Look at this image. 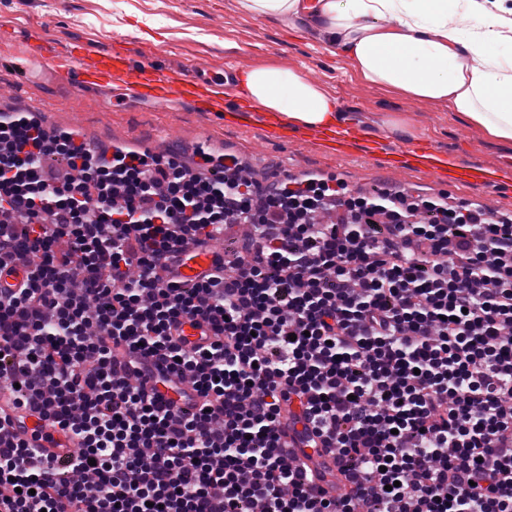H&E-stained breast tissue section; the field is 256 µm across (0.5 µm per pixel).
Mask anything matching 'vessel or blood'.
I'll return each mask as SVG.
<instances>
[{
  "instance_id": "1",
  "label": "vessel or blood",
  "mask_w": 512,
  "mask_h": 512,
  "mask_svg": "<svg viewBox=\"0 0 512 512\" xmlns=\"http://www.w3.org/2000/svg\"><path fill=\"white\" fill-rule=\"evenodd\" d=\"M32 59H49L53 63L69 62L79 67L81 86L104 92L120 90L129 97L146 102L164 103L171 97H179L200 112H220L225 105V81L232 78V69H225L223 77H208L203 67L191 66L161 70L149 65L136 66L130 63L124 48L115 46L106 51H89L82 41L71 42L60 48L43 39L35 38L29 48ZM235 112L238 117L259 122L268 136L279 138L283 132L270 117L257 113L249 104L243 92L235 94ZM302 139L311 141L339 155H364L381 159L386 171L393 172L411 165L423 171H434L435 166L427 159L428 148L413 149L409 160H402L399 153L388 149L382 143L366 138L354 126L344 128H311L301 134ZM447 177L450 182L461 185L494 187L499 181V171L485 166L456 165L450 167ZM221 247L210 244L206 249L190 251L180 265L178 272L186 281H194L210 267L215 253ZM8 415L7 430L17 438L27 440L48 455L77 453L76 441L50 427L47 420L28 407L7 406L0 396V410ZM310 464L324 472L331 494L344 491L345 485L336 477V465L332 456L318 454L308 449Z\"/></svg>"
}]
</instances>
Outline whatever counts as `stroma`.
Segmentation results:
<instances>
[{"label":"stroma","instance_id":"35a3bbf8","mask_svg":"<svg viewBox=\"0 0 512 512\" xmlns=\"http://www.w3.org/2000/svg\"><path fill=\"white\" fill-rule=\"evenodd\" d=\"M135 13L157 24L161 38L125 32ZM35 29L45 39L60 44L79 40L92 51L124 45L136 65L201 64L212 75L222 74L228 63L243 73L257 67L298 70L336 99L340 111L369 121L379 114L404 120L412 137L390 138L389 147L408 149L424 142L459 162L512 172V145L487 139L447 104L418 101L362 81L314 22L292 31L245 13L239 0H0V88L14 92L7 107L34 109L51 131L150 149L165 148L175 138L189 148L234 155L261 181L334 175L354 189L387 187L409 196L443 197L452 205L488 202L496 216L512 214V181L490 197L484 188L440 181L409 167L390 176L379 160L336 155L294 137L271 141L260 126L238 125L227 113L200 112L176 99L162 105L121 98L99 102L90 90L47 79L43 65L27 58V41Z\"/></svg>","mask_w":512,"mask_h":512}]
</instances>
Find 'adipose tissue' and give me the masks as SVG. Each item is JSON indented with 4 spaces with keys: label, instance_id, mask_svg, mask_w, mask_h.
Listing matches in <instances>:
<instances>
[{
    "label": "adipose tissue",
    "instance_id": "1",
    "mask_svg": "<svg viewBox=\"0 0 512 512\" xmlns=\"http://www.w3.org/2000/svg\"><path fill=\"white\" fill-rule=\"evenodd\" d=\"M249 14L291 25L314 14L361 79L442 101L512 144V9L487 0H240ZM251 101L293 129L339 123L335 99L302 72L256 68Z\"/></svg>",
    "mask_w": 512,
    "mask_h": 512
}]
</instances>
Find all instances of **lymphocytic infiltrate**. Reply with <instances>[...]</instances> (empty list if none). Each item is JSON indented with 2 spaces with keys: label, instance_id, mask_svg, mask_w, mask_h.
Returning <instances> with one entry per match:
<instances>
[{
  "label": "lymphocytic infiltrate",
  "instance_id": "f902f5d3",
  "mask_svg": "<svg viewBox=\"0 0 512 512\" xmlns=\"http://www.w3.org/2000/svg\"><path fill=\"white\" fill-rule=\"evenodd\" d=\"M233 224L212 272L182 253ZM0 512H512V220L343 180L203 175L0 118ZM193 322L214 340L187 349ZM294 422L348 481L328 496ZM1 409L8 415L7 430L17 438L25 439L50 456H60L62 453L76 454L77 443L72 437L63 435L59 430L50 427L47 420L30 407H6L3 392L0 395Z\"/></svg>",
  "mask_w": 512,
  "mask_h": 512
}]
</instances>
